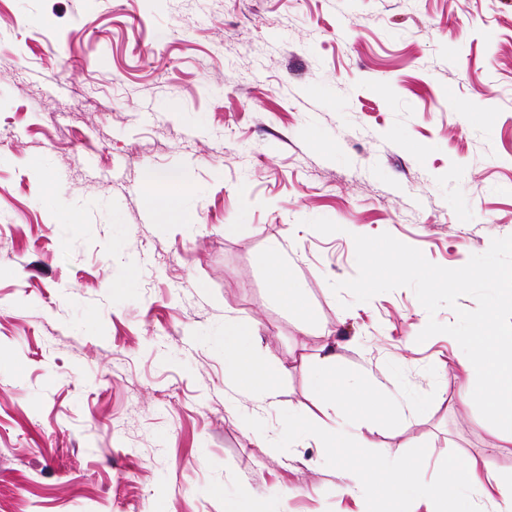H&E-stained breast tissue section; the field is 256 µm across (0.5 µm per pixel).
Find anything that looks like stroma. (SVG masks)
Segmentation results:
<instances>
[{"mask_svg":"<svg viewBox=\"0 0 512 512\" xmlns=\"http://www.w3.org/2000/svg\"><path fill=\"white\" fill-rule=\"evenodd\" d=\"M152 170L191 223L156 222ZM384 232L446 268L512 236V0H0V512H362L288 435L328 356L401 411L368 455L512 475L457 341L417 340L456 309L333 292ZM229 317L273 397L233 388ZM262 269L277 302L296 318L308 320L312 310L298 286L288 259L272 246L261 258Z\"/></svg>","mask_w":512,"mask_h":512,"instance_id":"35a3bbf8","label":"stroma"}]
</instances>
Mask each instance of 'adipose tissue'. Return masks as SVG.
I'll return each mask as SVG.
<instances>
[{
    "label": "adipose tissue",
    "instance_id": "ef3b65f1",
    "mask_svg": "<svg viewBox=\"0 0 512 512\" xmlns=\"http://www.w3.org/2000/svg\"><path fill=\"white\" fill-rule=\"evenodd\" d=\"M145 184L151 189L146 200L157 211L161 223H190L191 218L178 197V173L150 171L145 175ZM158 185L166 187V194H153V187ZM261 265L277 302L296 318L310 319L312 310L281 251L269 248ZM252 334L244 321L225 320V362L240 391L268 396L276 391L280 374L255 359ZM312 393L334 412L336 419L330 423L299 418L292 425L294 433L321 442L327 456L343 466L349 491L368 500L372 512H412L411 505L416 501L425 503V512H458L456 505L465 486L495 504L497 512H512V478L501 477L476 459H462L448 469L437 485L426 486L419 481L417 468L410 459L400 457L389 463L356 451L347 428L358 430L370 422L391 419L394 408L369 384L353 385L347 375L337 370L332 359H325L318 368Z\"/></svg>",
    "mask_w": 512,
    "mask_h": 512
}]
</instances>
